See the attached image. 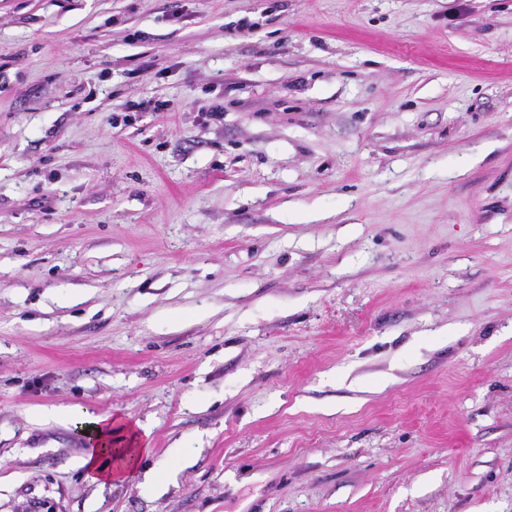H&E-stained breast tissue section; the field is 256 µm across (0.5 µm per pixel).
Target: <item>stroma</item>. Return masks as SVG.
<instances>
[{
	"instance_id": "obj_1",
	"label": "stroma",
	"mask_w": 512,
	"mask_h": 512,
	"mask_svg": "<svg viewBox=\"0 0 512 512\" xmlns=\"http://www.w3.org/2000/svg\"><path fill=\"white\" fill-rule=\"evenodd\" d=\"M0 54V512H512V0H0ZM58 418L73 424L86 438L89 448L81 466L93 483L122 482L132 477L140 458L150 452V432L138 422L134 427L112 414L86 409L62 412Z\"/></svg>"
}]
</instances>
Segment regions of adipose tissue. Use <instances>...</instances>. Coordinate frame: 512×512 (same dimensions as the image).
<instances>
[{"instance_id":"1","label":"adipose tissue","mask_w":512,"mask_h":512,"mask_svg":"<svg viewBox=\"0 0 512 512\" xmlns=\"http://www.w3.org/2000/svg\"><path fill=\"white\" fill-rule=\"evenodd\" d=\"M61 418L87 440L81 465L91 482H121L132 477L140 458L150 451L149 431L136 429L124 419L85 409L63 412Z\"/></svg>"}]
</instances>
